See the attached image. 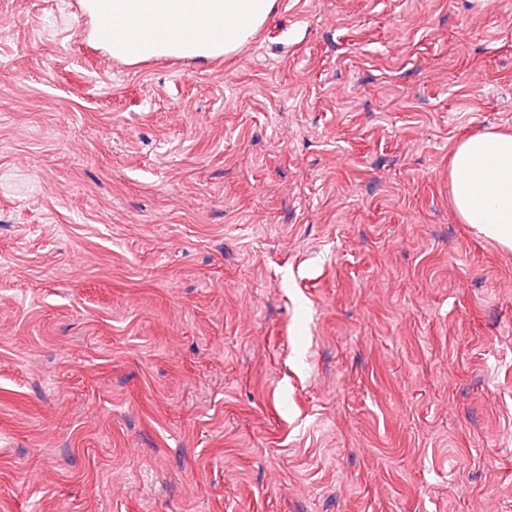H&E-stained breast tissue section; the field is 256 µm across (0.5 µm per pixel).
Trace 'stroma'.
Masks as SVG:
<instances>
[{
    "label": "stroma",
    "instance_id": "obj_1",
    "mask_svg": "<svg viewBox=\"0 0 512 512\" xmlns=\"http://www.w3.org/2000/svg\"><path fill=\"white\" fill-rule=\"evenodd\" d=\"M0 0V512H512V0H277L129 64ZM448 188L463 224L512 250V131L470 135L451 153Z\"/></svg>",
    "mask_w": 512,
    "mask_h": 512
}]
</instances>
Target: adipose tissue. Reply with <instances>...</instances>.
<instances>
[{"label": "adipose tissue", "instance_id": "ef3b65f1", "mask_svg": "<svg viewBox=\"0 0 512 512\" xmlns=\"http://www.w3.org/2000/svg\"><path fill=\"white\" fill-rule=\"evenodd\" d=\"M276 0H99L92 17L113 20L112 55L136 64L161 57L216 59L236 53L271 16ZM448 188L461 223L512 250V131L491 128L459 141Z\"/></svg>", "mask_w": 512, "mask_h": 512}]
</instances>
